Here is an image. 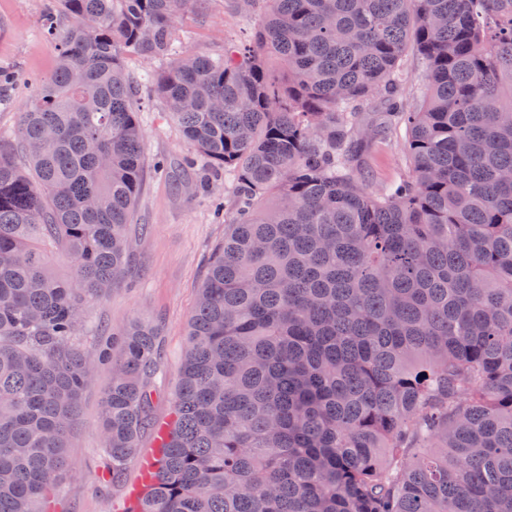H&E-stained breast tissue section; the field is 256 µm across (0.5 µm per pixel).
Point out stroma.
Returning <instances> with one entry per match:
<instances>
[{
    "instance_id": "1",
    "label": "stroma",
    "mask_w": 512,
    "mask_h": 512,
    "mask_svg": "<svg viewBox=\"0 0 512 512\" xmlns=\"http://www.w3.org/2000/svg\"><path fill=\"white\" fill-rule=\"evenodd\" d=\"M57 9V0H0V71L16 77L14 83L0 84V139L14 133L21 107L38 80L55 67L58 43L43 36L41 24ZM257 27L255 15L233 11L228 0H208L205 18L187 14L177 25L186 51L212 57L223 54L225 41L253 38ZM141 115L149 166L131 225L132 259L112 291L88 307L95 332L82 336L81 343L84 351H91L113 328L134 318L154 324L164 382L153 399V411L163 425L173 416L188 322L212 253L224 240V217L215 210L224 198V175L185 167L191 148L159 99L145 104ZM407 139L402 126L368 139L354 161L368 191H382L408 172ZM159 161L166 163L168 174L156 170ZM112 372V362L94 366V380L82 395L65 453L62 479L46 502L48 512H124L144 483L137 461L127 464L119 480L107 475L101 405Z\"/></svg>"
}]
</instances>
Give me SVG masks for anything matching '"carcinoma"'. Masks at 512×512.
I'll list each match as a JSON object with an SVG mask.
<instances>
[{
	"label": "carcinoma",
	"instance_id": "obj_1",
	"mask_svg": "<svg viewBox=\"0 0 512 512\" xmlns=\"http://www.w3.org/2000/svg\"><path fill=\"white\" fill-rule=\"evenodd\" d=\"M60 9L57 65L20 112L26 171L0 151V512L57 486L93 381L76 336L131 259L128 52L166 63L154 90L233 199L131 512H512V0H253L254 42L186 65L177 22L203 0ZM409 48L427 75L406 112ZM378 91L412 170L369 194L352 162ZM112 335L115 480L162 365L152 325Z\"/></svg>",
	"mask_w": 512,
	"mask_h": 512
}]
</instances>
